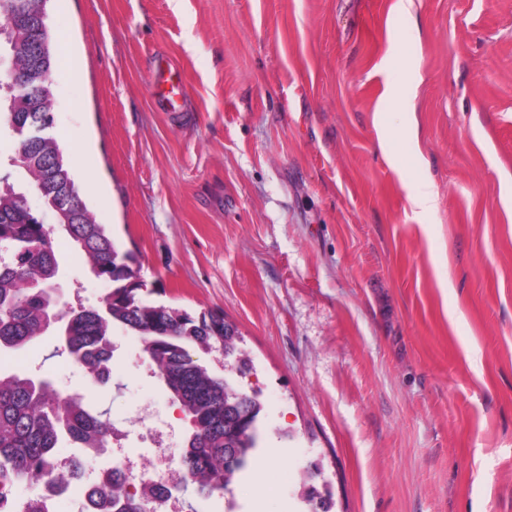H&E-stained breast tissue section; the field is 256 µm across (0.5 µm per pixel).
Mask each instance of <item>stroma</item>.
I'll return each mask as SVG.
<instances>
[{"mask_svg":"<svg viewBox=\"0 0 512 512\" xmlns=\"http://www.w3.org/2000/svg\"><path fill=\"white\" fill-rule=\"evenodd\" d=\"M71 41L54 132L144 296L223 313L249 370L193 350L262 404L256 497L182 512H307L322 466L333 512H512V0H49ZM181 73L179 111L156 99ZM403 104L394 107L391 95ZM428 189L435 205L414 208ZM63 299L107 284L70 245ZM99 384L46 334L21 356L127 428L172 411L140 339L111 332ZM308 476L303 482V493L301 494L302 499L310 507L309 499L311 496H317L322 499V506L324 507L323 512H333V497L331 491L324 485L320 490L316 486V480L320 476V468L315 465L313 470L309 469L306 471Z\"/></svg>","mask_w":512,"mask_h":512,"instance_id":"stroma-1","label":"stroma"}]
</instances>
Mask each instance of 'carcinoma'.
I'll use <instances>...</instances> for the list:
<instances>
[{
  "instance_id": "carcinoma-1",
  "label": "carcinoma",
  "mask_w": 512,
  "mask_h": 512,
  "mask_svg": "<svg viewBox=\"0 0 512 512\" xmlns=\"http://www.w3.org/2000/svg\"><path fill=\"white\" fill-rule=\"evenodd\" d=\"M42 0H0V58L20 77L34 74L39 86L37 111L17 100L0 83V126L22 130L15 152L22 155L18 179L0 184V357L17 356L52 330L64 351L88 375L105 381L112 357L111 330L121 325L136 333L155 365V376L189 424L190 435L181 457V474L167 494L191 485L198 497L209 499L228 491L257 447L255 422L262 410L257 394H249L230 378L218 376L193 360L190 349L237 352L238 332L219 314L195 317L149 301L141 295L132 255L122 250L105 225L81 198L53 129L35 131L51 118L56 62L53 51L34 57L37 39L50 40L40 30ZM56 212V230L66 235L99 279L110 289L99 306L59 309L54 285L60 264L54 238L44 225L31 221L28 191ZM112 424L91 413L80 395H60L53 381L14 368L0 369V482L54 484L57 472L52 450L62 440L86 448L109 447ZM319 467L307 470L302 499H322L332 512L333 497L319 488ZM150 495L129 487L121 470H113L102 505L117 512H147Z\"/></svg>"
}]
</instances>
